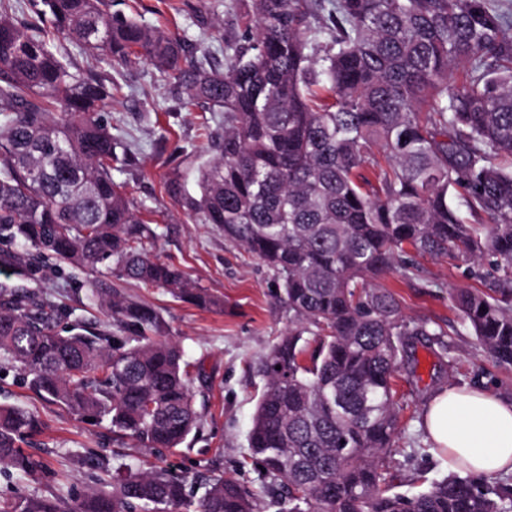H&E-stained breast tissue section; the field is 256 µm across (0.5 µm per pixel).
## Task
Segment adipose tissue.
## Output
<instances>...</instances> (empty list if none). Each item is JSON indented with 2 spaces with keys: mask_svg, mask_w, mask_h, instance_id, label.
<instances>
[{
  "mask_svg": "<svg viewBox=\"0 0 512 512\" xmlns=\"http://www.w3.org/2000/svg\"><path fill=\"white\" fill-rule=\"evenodd\" d=\"M421 424L448 470L489 479L512 474V401L451 385L429 401Z\"/></svg>",
  "mask_w": 512,
  "mask_h": 512,
  "instance_id": "ef3b65f1",
  "label": "adipose tissue"
}]
</instances>
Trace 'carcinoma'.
Listing matches in <instances>:
<instances>
[{
  "mask_svg": "<svg viewBox=\"0 0 512 512\" xmlns=\"http://www.w3.org/2000/svg\"><path fill=\"white\" fill-rule=\"evenodd\" d=\"M37 22L0 15V238L61 262L104 267L202 308L221 302L171 262L131 207L113 164L127 147L101 112L112 86L73 68L49 30L112 62L144 59L186 103L224 113L186 214L213 224L278 276L301 324L263 363L249 448L281 512H512V483L450 471L414 495L387 473L398 417L395 374L429 332L374 281L407 277L410 255L494 278L452 295L463 324L512 368V15L491 0H227L253 26L224 42V66L184 41L114 14L109 0H41ZM457 69L467 82H451ZM383 157H378L377 150ZM482 218L469 224L462 211ZM112 330L55 329V310L0 285V363L45 401L110 421L120 439L176 448L197 428L189 363L150 307L94 280ZM281 369H276V366ZM39 419L0 403V471L44 465L21 444ZM166 469L112 472L110 490L66 502L16 492L0 512H262L257 494L215 478L198 504Z\"/></svg>",
  "mask_w": 512,
  "mask_h": 512,
  "instance_id": "obj_1",
  "label": "carcinoma"
}]
</instances>
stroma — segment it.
<instances>
[{
  "label": "stroma",
  "instance_id": "1",
  "mask_svg": "<svg viewBox=\"0 0 512 512\" xmlns=\"http://www.w3.org/2000/svg\"><path fill=\"white\" fill-rule=\"evenodd\" d=\"M112 9L183 39L195 56L209 54L224 61V40L241 33L243 15L224 0H112ZM68 61L112 82V108L105 115L114 137L130 147L125 164L112 172L132 204L151 211L155 235L146 241L150 253L180 266L197 287L223 301L218 310H204L151 285L120 280L116 286L157 311L168 335L183 347L190 364L191 392L200 416L197 431L175 449H147L115 439L109 423L92 424L65 408L43 400L10 367L0 368V402L32 410L41 421L28 449L44 462L37 479L0 477V496L19 489L39 497H69L99 488L95 471L84 461L86 449H98L108 468L160 466L187 476L195 496H202L212 477H231L261 490L262 469L249 462L248 435L256 403L264 389L262 360L281 336L295 325L281 301L275 272L243 247L228 242L215 225L189 218L170 182L198 194L199 166L211 159L210 138L223 133L224 115L206 105L185 104L175 94L168 74L140 61L111 64L91 51L69 50ZM408 278L389 275L381 283L396 298L407 320L440 332L439 342L415 344L414 372L400 370L396 412L399 426L390 458V472L400 491L420 490L421 477L444 473L421 430L424 407L440 388L453 384L482 387L512 399V369L495 365L463 327L453 308L455 288L485 289L483 278H470L445 258L424 257ZM86 272L47 261L29 279L18 280L0 262V283H22L46 293L64 306V325L100 322L99 304L88 299Z\"/></svg>",
  "mask_w": 512,
  "mask_h": 512
}]
</instances>
